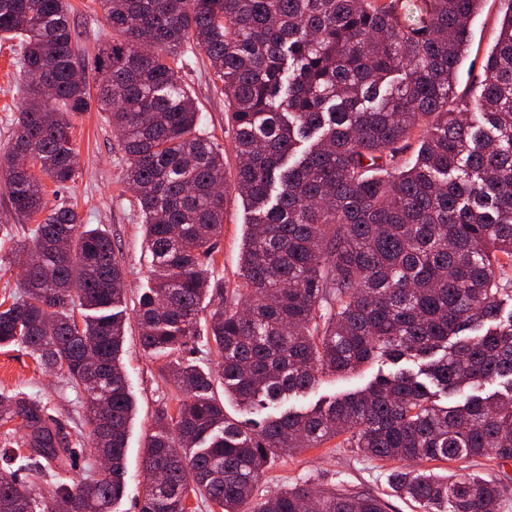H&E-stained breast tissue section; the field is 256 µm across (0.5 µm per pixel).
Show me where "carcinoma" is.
Instances as JSON below:
<instances>
[{
	"label": "carcinoma",
	"mask_w": 512,
	"mask_h": 512,
	"mask_svg": "<svg viewBox=\"0 0 512 512\" xmlns=\"http://www.w3.org/2000/svg\"><path fill=\"white\" fill-rule=\"evenodd\" d=\"M399 2L101 0L117 38L94 57L93 98L74 78L68 0H0V35L21 44L25 85L13 138L0 147V193L18 222L34 225L33 248L11 253L26 274L8 307L0 302V346L25 348L84 391L90 454L112 462L23 498L3 469L0 512H112L122 492L136 410L120 363L124 272L108 235L75 208L45 203L46 182L75 180L72 119L93 102L120 138L143 213L151 285L136 304L140 342L171 358L183 395L175 411L155 413L143 471L147 482L157 470L162 478L140 512H190L191 494L220 512H383L376 497L336 492L311 507L303 485L258 494L274 458L338 437L401 462L393 484L424 512H501L494 481L414 465L512 461V313L501 317L512 305V0H501L482 91L468 101L456 76L484 0H424L407 20ZM190 39L224 85L233 190L251 214L230 303L209 269L227 160L178 76ZM46 73L51 95L39 83ZM413 138L416 159L402 168ZM205 301L219 378L180 358ZM382 357L426 363L251 428L224 410L226 397L266 409L311 389L319 372ZM496 379L504 390L479 395ZM433 388L462 401L441 405ZM18 419L30 456L72 455L45 405L21 390L0 395L6 446Z\"/></svg>",
	"instance_id": "cac0c4a2"
}]
</instances>
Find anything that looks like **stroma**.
I'll list each match as a JSON object with an SVG mask.
<instances>
[{
	"label": "stroma",
	"mask_w": 512,
	"mask_h": 512,
	"mask_svg": "<svg viewBox=\"0 0 512 512\" xmlns=\"http://www.w3.org/2000/svg\"><path fill=\"white\" fill-rule=\"evenodd\" d=\"M72 17L80 34V48L86 60H93L97 48L111 41L99 0H69ZM499 0H485L471 22V44L458 75L459 98L478 95L483 60L495 42L500 22ZM182 83L197 103L204 128L223 149H230L233 130L227 121L224 92L212 80L208 61L195 43L183 46ZM13 41L0 40V145L6 144L15 129V120L23 101L21 75ZM72 140L78 152L79 168L74 182L59 190H48L50 205H75L83 223L101 228L111 238L115 254L124 268L126 300L135 305L148 285V267L144 258L145 237L135 193L124 182L121 146L106 114L90 110L74 118ZM249 215L235 194H228L224 211V229L217 238L211 266L214 278L222 280L225 291H233L246 224ZM29 225L15 223L6 196L0 194V298L19 291L21 277L16 266L5 261L10 249L31 246ZM121 359L129 391L137 404L131 423L125 459L124 486L113 512H139L145 478L143 454L152 430L156 410L176 407V389L168 375L165 358L145 353L139 342L136 322H128ZM391 362L379 361L347 375L320 374L314 387L288 397L286 407L302 409L325 403L364 388L378 376L394 371ZM22 389L47 405L55 418L60 438L74 454L65 463L39 460L36 465L46 475L61 474L67 480L80 479L95 459L87 452L89 431L85 425V394L72 386L65 374L38 366L28 352L18 346L0 348V394ZM11 471L22 483L32 481L29 451L15 444ZM395 464L369 457L356 448H339L328 443L323 448L276 459L259 482L260 492H268L295 483L317 491H339L372 495L380 499L384 512H422L420 505L399 497L392 489L390 474ZM436 472L447 474L462 468L496 477L502 489V512H512V462L500 464L485 457L435 463Z\"/></svg>",
	"instance_id": "stroma-1"
}]
</instances>
